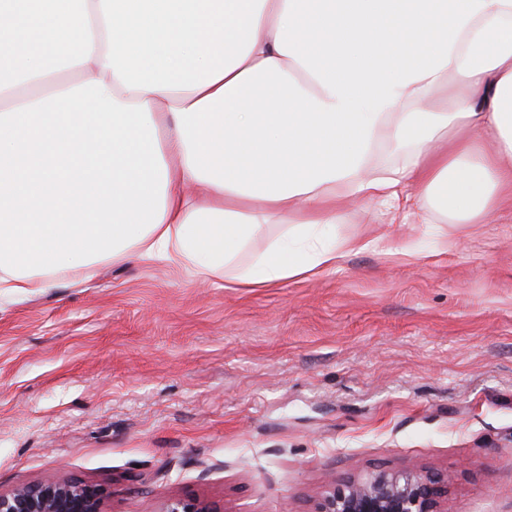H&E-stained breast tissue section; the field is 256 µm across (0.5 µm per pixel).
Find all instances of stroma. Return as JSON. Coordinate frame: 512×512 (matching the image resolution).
<instances>
[{"instance_id":"1","label":"stroma","mask_w":512,"mask_h":512,"mask_svg":"<svg viewBox=\"0 0 512 512\" xmlns=\"http://www.w3.org/2000/svg\"><path fill=\"white\" fill-rule=\"evenodd\" d=\"M330 233L369 247L270 288L133 254L1 294L0 492L314 512L329 479L415 467L449 476L445 512H512V223L348 202Z\"/></svg>"}]
</instances>
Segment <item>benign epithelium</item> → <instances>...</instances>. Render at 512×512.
Returning <instances> with one entry per match:
<instances>
[{
	"label": "benign epithelium",
	"mask_w": 512,
	"mask_h": 512,
	"mask_svg": "<svg viewBox=\"0 0 512 512\" xmlns=\"http://www.w3.org/2000/svg\"><path fill=\"white\" fill-rule=\"evenodd\" d=\"M443 489L415 468L383 469L365 478L331 480L315 512H444ZM107 489L100 484L54 480L22 484L0 493V512H105ZM161 512H220L198 497L169 499Z\"/></svg>",
	"instance_id": "7a95c632"
}]
</instances>
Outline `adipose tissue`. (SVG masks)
I'll use <instances>...</instances> for the list:
<instances>
[{
  "label": "adipose tissue",
  "mask_w": 512,
  "mask_h": 512,
  "mask_svg": "<svg viewBox=\"0 0 512 512\" xmlns=\"http://www.w3.org/2000/svg\"><path fill=\"white\" fill-rule=\"evenodd\" d=\"M62 60L83 111L0 100V293L131 249L230 288L320 274L367 247L327 233L346 196L512 213V0H0V92ZM275 222L273 220L272 224H266L262 231L253 238L247 249L240 256L242 263L247 262L252 255L262 252L270 238L281 234L285 230L283 224H274Z\"/></svg>",
  "instance_id": "adipose-tissue-1"
}]
</instances>
